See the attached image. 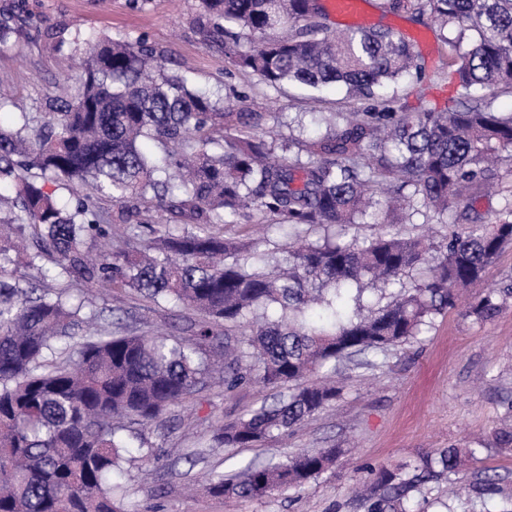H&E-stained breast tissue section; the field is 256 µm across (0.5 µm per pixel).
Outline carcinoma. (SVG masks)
<instances>
[{"label":"carcinoma","mask_w":512,"mask_h":512,"mask_svg":"<svg viewBox=\"0 0 512 512\" xmlns=\"http://www.w3.org/2000/svg\"><path fill=\"white\" fill-rule=\"evenodd\" d=\"M197 24L238 70L273 87H346L355 101L388 103L390 83L423 67L391 30L327 23L320 0H200ZM393 11H427L450 30L448 97L442 110L352 112L310 138L268 140L273 118L248 97L214 99L168 74L139 39L88 38L78 84L54 97L41 123L25 112L0 123V512H125L114 476L156 455L145 430L209 382L288 388L272 406L218 425L213 442L248 448L299 425L339 398L342 387L309 375L358 354L385 356L458 305L459 290L512 243V198L494 218L451 232L438 246L386 231L343 239L351 224H400L418 201L438 224L468 207L512 162V0H389ZM27 21L0 14V43ZM67 191L62 197L46 183ZM112 202L104 212L100 201ZM197 221L175 232L142 211ZM316 226L271 263L239 257L219 226ZM111 238L90 257L89 243ZM54 259L57 287L25 289L21 267ZM424 268L409 288L403 275ZM389 291L367 306L365 285ZM75 285L136 291L199 316L190 337L112 330L103 312L71 299ZM511 288H490L466 307L495 318ZM486 449L442 448L383 468L362 490L367 512H420L430 479L481 461ZM336 448L284 462L210 474L217 497L263 498L302 489L329 469ZM472 490L496 491L484 471Z\"/></svg>","instance_id":"1"}]
</instances>
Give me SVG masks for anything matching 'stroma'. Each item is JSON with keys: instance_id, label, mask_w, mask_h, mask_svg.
Instances as JSON below:
<instances>
[{"instance_id": "1", "label": "stroma", "mask_w": 512, "mask_h": 512, "mask_svg": "<svg viewBox=\"0 0 512 512\" xmlns=\"http://www.w3.org/2000/svg\"><path fill=\"white\" fill-rule=\"evenodd\" d=\"M29 26L0 46V77L11 92L0 104V121L22 112H45L58 82L78 75L83 39L111 36L145 39L165 61L167 72L186 76L199 90L223 96L246 94L253 108L271 112V134L308 137L324 130L333 112L355 108L346 89L336 85L312 104L296 88H274L257 76L231 66L223 49L203 39L197 27L199 0H24ZM338 27L385 24L413 42L424 60L425 77L411 81L393 108L421 112L443 107L450 88L436 70L448 49L429 16L390 12L386 0H363L360 11L337 18ZM118 313L121 327L155 335L186 329L187 311L158 307L137 293L124 296ZM343 389L335 403L306 419L288 436L254 448H216L211 426L188 416L187 408H169L146 429L161 456L136 463L124 484L126 512H364L353 493L358 481L373 482L376 470L420 458L435 449L466 448L479 442L489 449L481 463L464 462L459 470L471 479L478 468L499 478L487 501L499 512L512 498V450L492 447L495 431L512 423V299L492 320L478 321L450 310L436 317L417 340L391 352L374 368L357 360L341 363L336 373ZM275 391L244 386L226 393L205 389L203 413L213 424L237 419ZM337 449L330 470L300 491L276 492L261 499H227L210 495L202 485L207 474L232 472L250 462L287 460L304 450Z\"/></svg>"}]
</instances>
